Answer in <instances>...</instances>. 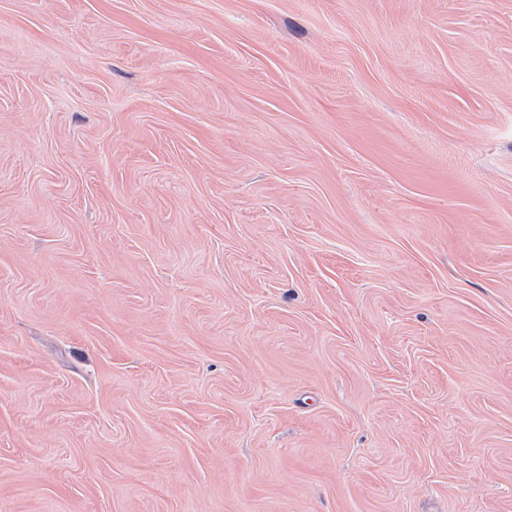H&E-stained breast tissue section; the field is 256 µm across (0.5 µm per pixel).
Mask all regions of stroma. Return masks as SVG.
<instances>
[{"label":"stroma","instance_id":"stroma-1","mask_svg":"<svg viewBox=\"0 0 512 512\" xmlns=\"http://www.w3.org/2000/svg\"><path fill=\"white\" fill-rule=\"evenodd\" d=\"M0 512H512V0H0Z\"/></svg>","mask_w":512,"mask_h":512}]
</instances>
